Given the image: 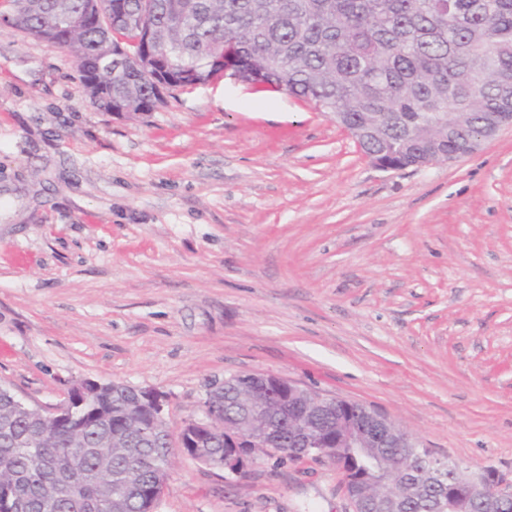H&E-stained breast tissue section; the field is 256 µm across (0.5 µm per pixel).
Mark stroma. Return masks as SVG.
<instances>
[{"mask_svg":"<svg viewBox=\"0 0 512 512\" xmlns=\"http://www.w3.org/2000/svg\"><path fill=\"white\" fill-rule=\"evenodd\" d=\"M270 373L512 474V129L383 171L334 116L218 78L93 107L68 51L0 25V385L154 388L171 435L209 382ZM336 465L176 454L154 512H351Z\"/></svg>","mask_w":512,"mask_h":512,"instance_id":"obj_1","label":"stroma"}]
</instances>
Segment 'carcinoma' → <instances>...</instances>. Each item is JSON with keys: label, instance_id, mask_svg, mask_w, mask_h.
<instances>
[{"label": "carcinoma", "instance_id": "obj_1", "mask_svg": "<svg viewBox=\"0 0 512 512\" xmlns=\"http://www.w3.org/2000/svg\"><path fill=\"white\" fill-rule=\"evenodd\" d=\"M18 18L15 29L67 50L92 104L102 112L125 107L153 112L165 97L154 93L135 58L151 28L152 48L177 64L172 89L205 84L220 75L207 64L224 49V67L243 79L339 113L351 131L372 130L364 152L392 164L430 154L466 150L485 126L512 113V0H0V17ZM112 45L119 65L88 85L100 48ZM249 398L245 378L224 379L215 401L224 422H235ZM337 420H362V404ZM150 411L122 394L107 392L62 424L36 408L14 410L13 394L0 392V488L17 512H107L105 485L125 501V512L146 508L144 488L170 467L160 433L145 432ZM272 426H255L256 440L239 449L247 463L298 462ZM211 467L224 461V436L208 438ZM402 481L423 485L427 512L445 498L448 469H438L426 448L385 449ZM82 474L77 492L65 494L68 476Z\"/></svg>", "mask_w": 512, "mask_h": 512}]
</instances>
